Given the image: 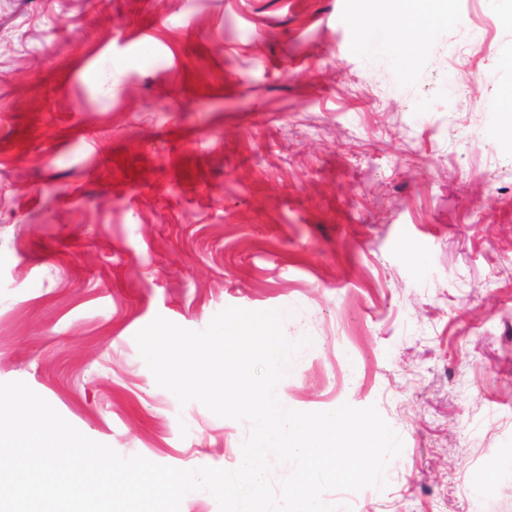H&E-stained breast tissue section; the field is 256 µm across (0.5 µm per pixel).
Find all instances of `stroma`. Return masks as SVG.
<instances>
[{
	"instance_id": "obj_1",
	"label": "stroma",
	"mask_w": 512,
	"mask_h": 512,
	"mask_svg": "<svg viewBox=\"0 0 512 512\" xmlns=\"http://www.w3.org/2000/svg\"><path fill=\"white\" fill-rule=\"evenodd\" d=\"M512 0L404 74L355 0H0V383L88 438L233 470L251 431L135 334L228 307L305 346L290 409L402 441L340 512H512Z\"/></svg>"
}]
</instances>
